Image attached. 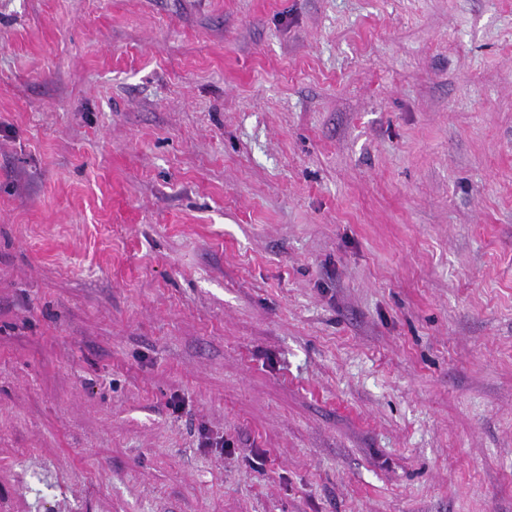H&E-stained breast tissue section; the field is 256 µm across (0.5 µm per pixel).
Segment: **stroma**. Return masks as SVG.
<instances>
[{
	"label": "stroma",
	"mask_w": 512,
	"mask_h": 512,
	"mask_svg": "<svg viewBox=\"0 0 512 512\" xmlns=\"http://www.w3.org/2000/svg\"><path fill=\"white\" fill-rule=\"evenodd\" d=\"M0 512H512V0H0Z\"/></svg>",
	"instance_id": "35a3bbf8"
}]
</instances>
